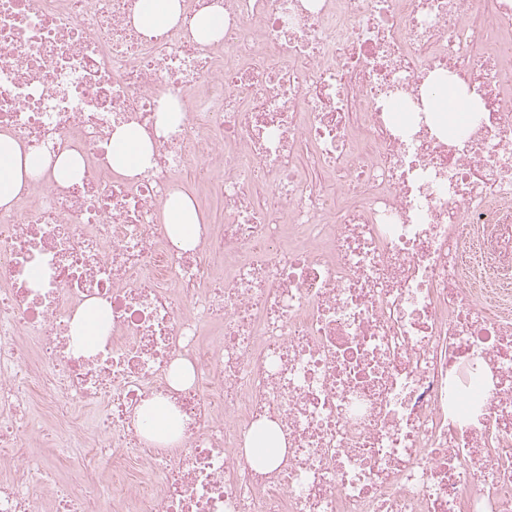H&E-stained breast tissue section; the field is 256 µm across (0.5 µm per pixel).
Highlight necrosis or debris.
<instances>
[{"label":"necrosis or debris","mask_w":512,"mask_h":512,"mask_svg":"<svg viewBox=\"0 0 512 512\" xmlns=\"http://www.w3.org/2000/svg\"><path fill=\"white\" fill-rule=\"evenodd\" d=\"M180 4L148 35L139 0H0V133L44 164L0 208V512H512V0ZM442 78L484 105L465 136L428 113ZM130 124L133 178L105 149ZM187 166L223 218L184 250ZM221 17L207 13L197 17L195 21V27L199 39L203 43H209L214 40H218L221 37ZM112 170L125 177L143 174L153 165V151L136 126L115 128L107 146ZM199 213L188 195L180 191L171 194L162 217L168 235L176 246L193 248L197 244L196 233L200 221L217 223L221 220L220 209L212 200L207 208Z\"/></svg>","instance_id":"1"}]
</instances>
